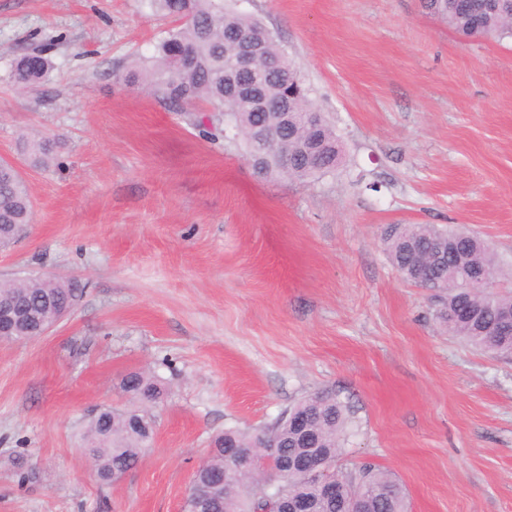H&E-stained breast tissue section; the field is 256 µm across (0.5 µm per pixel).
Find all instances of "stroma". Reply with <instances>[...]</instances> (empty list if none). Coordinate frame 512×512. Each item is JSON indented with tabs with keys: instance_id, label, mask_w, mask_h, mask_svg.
<instances>
[{
	"instance_id": "stroma-1",
	"label": "stroma",
	"mask_w": 512,
	"mask_h": 512,
	"mask_svg": "<svg viewBox=\"0 0 512 512\" xmlns=\"http://www.w3.org/2000/svg\"><path fill=\"white\" fill-rule=\"evenodd\" d=\"M236 6L335 125V172L260 176L121 82L173 25L145 0H0V160L33 201L0 279L83 289L48 335L0 343V512H182L215 436L322 389L351 414L337 470L387 471L411 512H512V359L449 336L382 241L468 229L512 292V41L462 40L423 0ZM34 42L52 68L25 92L13 62ZM35 135L57 145L49 167L19 151ZM138 370L163 386L154 444L102 484L81 434L95 407H130Z\"/></svg>"
}]
</instances>
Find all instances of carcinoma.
Here are the masks:
<instances>
[{
  "label": "carcinoma",
  "mask_w": 512,
  "mask_h": 512,
  "mask_svg": "<svg viewBox=\"0 0 512 512\" xmlns=\"http://www.w3.org/2000/svg\"><path fill=\"white\" fill-rule=\"evenodd\" d=\"M151 11L173 18L178 25L169 29L157 46L150 66L143 67V79L155 96L176 111L186 112L190 124L202 135L242 142L245 153H253L251 129L271 122L276 105L288 103L290 121L273 128L266 158L257 167L264 176L284 174L298 180L317 179L332 173L341 161L336 129L309 100V89L300 72L288 64L284 78H269L266 62L281 59L285 53L275 36L265 40L255 64V75L266 84L270 112H253L242 99L224 96V73L238 56L239 38L255 33L261 20L234 9L224 8V0H146ZM427 8L462 38H512V11L493 12L487 0H427ZM52 68L45 52L34 48L13 62L16 84L27 88L42 83ZM24 150L35 164L51 160L54 143L48 139H29ZM288 152L291 163L284 167L277 155ZM32 220V202L24 180L16 168L0 162V247H6ZM454 233L433 224H395L383 236L385 250L393 266L409 282L420 287L441 286L447 294L437 319L448 323V333L468 344L512 358V335H499V315L512 311V294L491 288L503 274L495 252L476 238L462 242L456 258L440 265L430 264L436 250H447ZM0 295L18 299L32 315L27 328L37 330L59 305L71 304L81 295L78 284L50 277H31L22 281H1ZM121 389L141 404L156 402L160 381L149 371L124 375ZM300 414L312 416L313 442L338 478L343 495L362 496L361 512H410L403 486L388 473L370 465L353 471H338L336 456L350 422L348 406L332 392H315L284 411L268 428L250 433L229 428L217 437L225 443L262 455L273 442L285 458L307 454V442L294 428L291 419ZM154 420L146 410L99 413L88 419L83 432L85 451L93 461L96 479L104 484L117 481L139 463L152 446ZM232 474L231 488L217 495L209 512H266L281 499L302 493L314 497L315 479L296 467L284 476L270 469L237 467L227 449L212 448L194 472L191 485L220 481Z\"/></svg>",
  "instance_id": "carcinoma-1"
}]
</instances>
